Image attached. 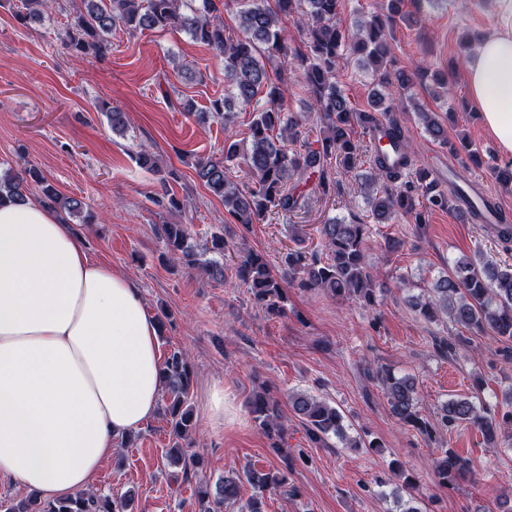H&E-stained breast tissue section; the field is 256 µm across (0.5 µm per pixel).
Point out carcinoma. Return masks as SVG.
I'll list each match as a JSON object with an SVG mask.
<instances>
[{
  "mask_svg": "<svg viewBox=\"0 0 512 512\" xmlns=\"http://www.w3.org/2000/svg\"><path fill=\"white\" fill-rule=\"evenodd\" d=\"M15 12L20 20L42 16L46 0H20ZM235 13L236 34H226L221 11L230 4ZM404 0H388L383 12H373L357 21L351 30L336 25L339 0H202L201 7L184 11L182 0H80V6L62 34L61 42L71 55H103L109 52L112 28L122 25L130 32L138 30H181L191 39L224 58V96L210 102L208 111L199 114L231 122L235 105L252 108L249 145L224 138V157L201 158L194 170L197 179L224 203V209L240 224H259L271 214L288 215L306 208L305 197L288 188L293 176L315 175L317 187L327 195L336 191L332 179V161L347 168L357 165L360 152L353 138L354 127L369 136L372 173L368 177V204L373 218L383 224L399 214H407L415 223H425L424 212L417 210L416 197L422 196L429 209L447 210L456 202L458 191L453 186L442 189L427 179L422 168L415 167L414 151L407 144L402 129L391 113L412 107L426 133L455 154H463L477 165L479 150L466 138L453 142L439 115L426 111L407 94L417 82L426 79L428 70L392 68L389 39L398 23L420 25L422 11L412 15L403 11ZM293 20L305 32L303 46L296 47L286 22ZM350 53L366 67L374 70L378 83L389 90L393 85L406 92L399 98L372 101V107L386 113V122L378 125L373 111H357L336 85V64ZM279 61L271 72L268 65ZM297 72L303 79L310 99L320 112L322 135L318 147L294 148L302 136V123L288 112V73ZM387 138L400 144L397 161H391L379 142ZM244 168L251 179L245 189L231 180L230 167ZM40 188L43 200L60 213L78 217L84 202L62 194L48 182L41 170L29 165L18 171L0 170V201L22 202L27 186ZM370 225L345 223L331 218L319 227L320 247L325 259L307 256L300 250H289L283 257L288 276L301 288H318L334 296L348 297L366 306L375 303L373 270L364 244ZM162 238L167 252L181 256L190 269H204L216 280L224 279V264L204 255H224L228 249L224 237L214 235L210 242H191L187 225H162ZM235 279L250 289L255 301L272 314L282 311L284 299L282 279L273 274L265 256L250 248H241L235 264ZM414 307L427 320L442 316L474 335L490 333L504 342H512V266L485 259L476 251L455 261L451 272L439 277L418 298ZM194 371L187 356L173 350L164 361V388L171 394L168 409L171 433L180 439L189 436L197 426L191 411L185 408ZM373 378L388 398L391 414L401 423L432 436L435 428L453 429L463 424L478 426L488 438L500 426L512 427V412L501 418L491 409L477 408L473 401L452 399L441 409L440 420L433 424L420 413L414 378L396 376L378 367ZM296 415L304 420L311 441L323 444L329 436L345 437L344 417L328 402L304 394L290 399ZM255 422L269 437L282 438L285 432L279 401L264 392L249 403ZM435 475L446 488L455 484L468 469V461L452 448L436 449ZM285 477L272 476L253 469L241 475L227 476L211 492L199 488L195 512H224L236 503L241 486L249 485L253 494L247 512H263L264 493L281 487ZM131 498L120 500L89 492H76L63 497L42 499L36 495L13 505L9 512H129Z\"/></svg>",
  "mask_w": 512,
  "mask_h": 512,
  "instance_id": "obj_1",
  "label": "carcinoma"
}]
</instances>
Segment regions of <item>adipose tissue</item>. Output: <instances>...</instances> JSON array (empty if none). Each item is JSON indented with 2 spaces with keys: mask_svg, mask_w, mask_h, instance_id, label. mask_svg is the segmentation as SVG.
Instances as JSON below:
<instances>
[{
  "mask_svg": "<svg viewBox=\"0 0 512 512\" xmlns=\"http://www.w3.org/2000/svg\"><path fill=\"white\" fill-rule=\"evenodd\" d=\"M496 3L466 81L511 161L512 0ZM162 369L136 283L40 198L0 203V477L47 498L90 488L117 438L155 415Z\"/></svg>",
  "mask_w": 512,
  "mask_h": 512,
  "instance_id": "obj_1",
  "label": "adipose tissue"
}]
</instances>
